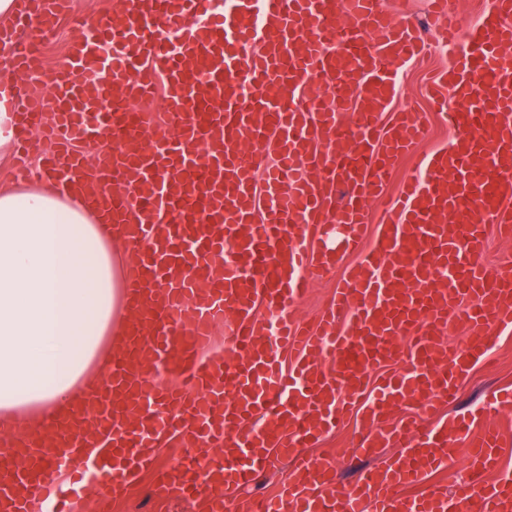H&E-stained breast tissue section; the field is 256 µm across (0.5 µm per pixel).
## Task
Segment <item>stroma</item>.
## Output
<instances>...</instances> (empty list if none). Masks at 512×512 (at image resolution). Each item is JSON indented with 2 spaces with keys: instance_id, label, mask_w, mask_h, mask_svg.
Returning <instances> with one entry per match:
<instances>
[{
  "instance_id": "1",
  "label": "stroma",
  "mask_w": 512,
  "mask_h": 512,
  "mask_svg": "<svg viewBox=\"0 0 512 512\" xmlns=\"http://www.w3.org/2000/svg\"><path fill=\"white\" fill-rule=\"evenodd\" d=\"M123 3L124 0H73L71 15L61 19L55 29L44 32L38 25H31L26 35L41 39L44 45L43 68L34 79H26L20 83V93L47 91L51 72L61 60L67 43L78 32L80 21L96 22L106 19L113 12L121 10ZM451 63V50L434 41L430 44L427 59L406 63L399 69L395 103L415 113L427 130L426 138L416 153L402 160V168H410L419 161L421 155L448 147L455 139V129L449 127L442 116L437 114L425 92L430 71L448 67ZM357 259V254H350L336 267L332 276L309 285L306 295L295 309L300 321L312 320L327 305L338 277L342 276ZM509 387L512 388V332H504L496 336L486 360L459 379L456 401L439 408L437 414L430 416L429 421L434 424L461 415L483 414L491 396L498 390ZM363 432L360 417L350 412L307 449L309 455L331 459L337 487H346L355 480L361 470L377 467L383 460L398 453L397 447L386 444L377 448L369 457L357 456L352 441ZM184 446L183 439L175 438L165 446L155 449L152 467L139 474L136 482L124 496L112 499L111 512H197L194 498L161 497L154 486L156 470L175 466ZM292 473L290 459L281 456L277 449H270L254 481L246 487L234 490L232 496L236 499L260 497L288 484Z\"/></svg>"
}]
</instances>
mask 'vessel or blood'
Instances as JSON below:
<instances>
[{
	"instance_id": "1",
	"label": "vessel or blood",
	"mask_w": 512,
	"mask_h": 512,
	"mask_svg": "<svg viewBox=\"0 0 512 512\" xmlns=\"http://www.w3.org/2000/svg\"><path fill=\"white\" fill-rule=\"evenodd\" d=\"M67 4L16 0L14 24L53 28ZM340 33L344 51L332 46ZM424 38L379 0H133L129 13L68 42L49 92L13 95L14 179L29 178L27 144L39 132L40 168L60 189L85 193L138 252L134 318L109 381L87 387L98 426H52L70 450L55 466L1 453L0 512H38L57 492L61 512H88L62 470L96 467L122 493L182 427L195 454L158 472L156 488L210 493L208 512H512V475L485 471L501 430L475 417L424 424L495 335L512 330V271L484 260L489 226L512 236V62L501 53L512 0H494L450 71L432 79L434 105L459 137L390 196L395 169L424 135L413 113L393 108L398 69L425 53ZM0 46L17 71L39 68L18 42ZM316 78L341 95L356 88L353 125L343 111L306 106ZM159 82L165 128L145 108ZM105 134L116 150L87 167L83 145ZM270 137L275 159L258 164ZM201 166L208 176L198 181ZM378 198L386 210L373 227L363 202ZM472 211L485 223L469 221ZM358 250L317 326L299 327L292 311L308 281ZM458 312L469 326L460 347L443 337ZM229 313L237 361L223 376L199 354ZM410 333L400 352L396 340ZM403 355L408 368L387 373ZM399 399L415 409L400 426L388 421ZM349 409L371 426L358 452L384 441L401 451L339 493L329 462L305 449ZM455 439L480 471L452 496L430 472L446 467ZM271 448L293 461L294 484L254 504L215 493L247 484ZM412 486L419 496L404 498Z\"/></svg>"
}]
</instances>
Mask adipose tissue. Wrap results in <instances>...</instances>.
<instances>
[{
  "label": "adipose tissue",
  "instance_id": "obj_1",
  "mask_svg": "<svg viewBox=\"0 0 512 512\" xmlns=\"http://www.w3.org/2000/svg\"><path fill=\"white\" fill-rule=\"evenodd\" d=\"M110 222L53 180L0 189V422L79 407L126 332L127 278Z\"/></svg>",
  "mask_w": 512,
  "mask_h": 512
}]
</instances>
